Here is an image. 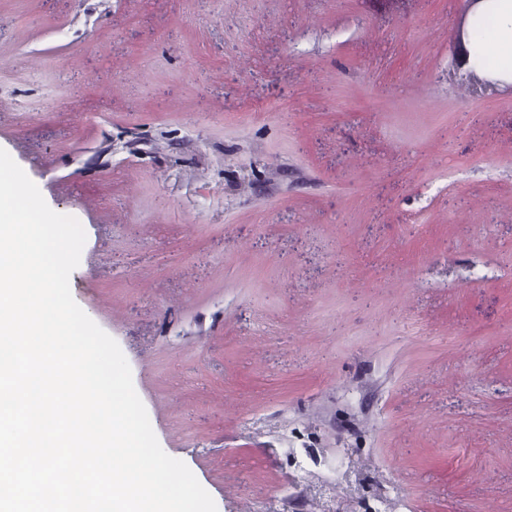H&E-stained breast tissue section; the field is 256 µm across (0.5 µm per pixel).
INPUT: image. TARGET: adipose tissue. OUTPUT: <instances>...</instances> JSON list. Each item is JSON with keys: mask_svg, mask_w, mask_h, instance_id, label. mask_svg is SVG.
Masks as SVG:
<instances>
[{"mask_svg": "<svg viewBox=\"0 0 512 512\" xmlns=\"http://www.w3.org/2000/svg\"><path fill=\"white\" fill-rule=\"evenodd\" d=\"M458 60L479 79L512 85V0H475Z\"/></svg>", "mask_w": 512, "mask_h": 512, "instance_id": "1", "label": "adipose tissue"}]
</instances>
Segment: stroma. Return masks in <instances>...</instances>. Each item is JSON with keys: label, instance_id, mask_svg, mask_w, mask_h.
<instances>
[{"label": "stroma", "instance_id": "obj_1", "mask_svg": "<svg viewBox=\"0 0 512 512\" xmlns=\"http://www.w3.org/2000/svg\"><path fill=\"white\" fill-rule=\"evenodd\" d=\"M472 0H0V148L217 512H512V85ZM511 45L512 0H477L458 55L463 70L481 80L512 85Z\"/></svg>", "mask_w": 512, "mask_h": 512}]
</instances>
